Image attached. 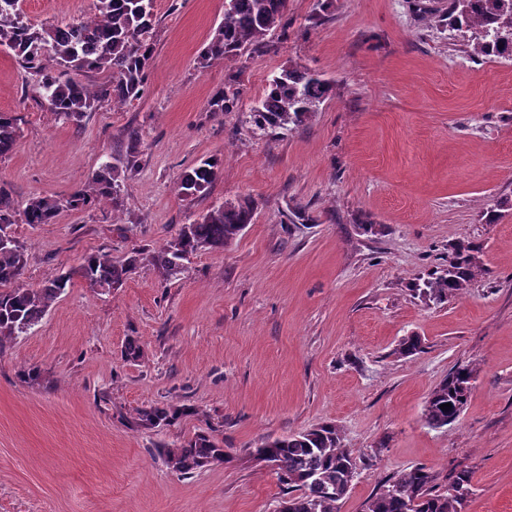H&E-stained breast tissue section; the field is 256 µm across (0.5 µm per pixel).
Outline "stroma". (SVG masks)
Returning <instances> with one entry per match:
<instances>
[{
  "label": "stroma",
  "instance_id": "35a3bbf8",
  "mask_svg": "<svg viewBox=\"0 0 512 512\" xmlns=\"http://www.w3.org/2000/svg\"><path fill=\"white\" fill-rule=\"evenodd\" d=\"M225 0H154L147 90L122 106L56 119L37 78L0 46V112L20 118L0 185L15 207L66 196L103 164L123 165L137 129L124 211L99 203L51 224H16L21 284L70 271V288L27 334L0 344V512H275L284 488L245 460L261 438L332 422L358 473L340 512H362L383 481L424 465L447 485L466 469L464 512H512V61L473 62L447 27L409 0H288V31L268 48L201 67ZM29 26L79 23L95 0H19ZM333 94L288 134L252 131L249 106L288 63ZM232 112L210 113L230 71ZM216 156L208 195L178 192L181 173ZM253 200L255 217L220 251L164 280L143 264L96 293L77 277L85 255L159 250L213 200ZM306 206L311 220L288 221ZM379 225L363 235L359 222ZM458 241L482 246L485 276L436 304L416 285ZM423 352L400 358L403 337ZM136 341L141 356L126 360ZM459 362L478 377L459 419L434 430L425 401ZM37 369L38 379L26 376ZM180 406L174 424L138 428L139 410ZM231 462L183 476L158 457L198 433Z\"/></svg>",
  "mask_w": 512,
  "mask_h": 512
}]
</instances>
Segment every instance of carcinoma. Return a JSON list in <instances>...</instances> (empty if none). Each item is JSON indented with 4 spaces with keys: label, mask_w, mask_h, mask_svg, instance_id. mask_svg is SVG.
Segmentation results:
<instances>
[{
    "label": "carcinoma",
    "mask_w": 512,
    "mask_h": 512,
    "mask_svg": "<svg viewBox=\"0 0 512 512\" xmlns=\"http://www.w3.org/2000/svg\"><path fill=\"white\" fill-rule=\"evenodd\" d=\"M18 0H0V46L13 50L22 64L39 76L35 92L60 119L75 125L89 112L112 103L123 105L141 98L146 90L147 70L154 52L152 30L156 25L153 0H99V16L81 24L50 25L34 29L17 14ZM426 22L445 23L455 31H467L466 53L474 61L491 58L512 60V0H448V8L418 7ZM288 28V0H228L224 20L200 54L199 64L235 59L266 46V38ZM51 45L56 64L66 71H104L112 81L97 90L68 80L44 66L39 50ZM237 76L230 74L224 89L208 103L210 112H230L237 100ZM333 92L332 83L310 69L289 63L268 81L261 98L250 108L249 118L258 131L290 130L303 125ZM20 118L0 112V157L15 146L20 134ZM223 160L201 161L180 177L179 191L186 197H201L219 178ZM121 173L115 165L94 172L87 184L66 197L37 196L26 206L15 208L9 192L0 187V225L52 224L64 211H81L102 201L112 212L124 210ZM254 206L248 199L213 203L191 224H185L172 240L148 256L133 250L121 262L106 252L87 254L78 269L79 276L95 292L119 288L144 262L156 267L164 279L180 276L185 261L202 251L222 250L253 223ZM482 247L473 242L451 246L448 264L430 274L418 294L437 304L463 294L478 277L486 274ZM27 257L22 245L0 247V345L28 332L44 317L62 295L71 274L63 273L39 288H29L18 280ZM422 349L418 336L403 338L394 354L408 358ZM478 368L471 363L453 366L430 392L423 409V421L432 429L454 423L463 412L474 388ZM449 403L445 411L440 405ZM184 413L178 407H150L138 412L139 425H169ZM341 430L331 422L281 438H262L248 449V456L275 470L286 486L278 505L284 512H340L357 474L351 451L341 445ZM166 465L181 475L212 463L228 462L230 453L207 434L170 447L156 448ZM473 494L469 471L457 472L448 487L441 489L435 475L423 466H413L387 479L363 505L362 512H463Z\"/></svg>",
    "instance_id": "cac0c4a2"
}]
</instances>
